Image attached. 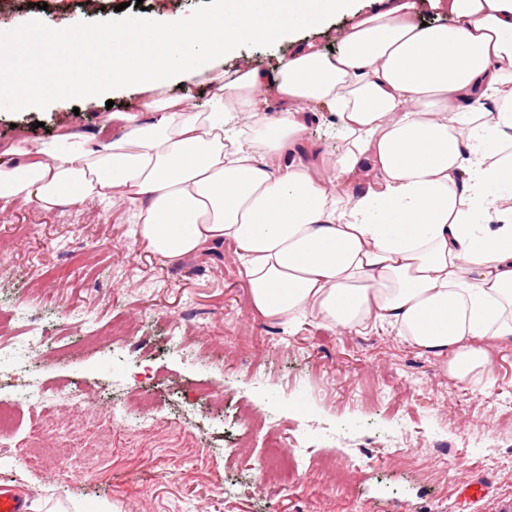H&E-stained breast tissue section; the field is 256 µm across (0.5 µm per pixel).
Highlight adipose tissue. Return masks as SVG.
<instances>
[{
	"label": "adipose tissue",
	"instance_id": "adipose-tissue-1",
	"mask_svg": "<svg viewBox=\"0 0 512 512\" xmlns=\"http://www.w3.org/2000/svg\"><path fill=\"white\" fill-rule=\"evenodd\" d=\"M352 2L222 0L215 13L53 40L36 22L0 32V106L131 84L142 95L115 113L121 135L66 132L0 151V199L44 211L125 205L162 260L234 242L264 318L390 327L454 379L488 381L493 344L512 338V0H381L336 53L309 44L275 76L247 63L225 74L207 111L163 93L242 44L323 26ZM425 4L447 23H415ZM270 99L282 110L267 122L259 106ZM318 104L344 140L321 170L286 157Z\"/></svg>",
	"mask_w": 512,
	"mask_h": 512
}]
</instances>
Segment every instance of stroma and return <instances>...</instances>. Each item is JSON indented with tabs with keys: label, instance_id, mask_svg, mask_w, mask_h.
Instances as JSON below:
<instances>
[{
	"label": "stroma",
	"instance_id": "35a3bbf8",
	"mask_svg": "<svg viewBox=\"0 0 512 512\" xmlns=\"http://www.w3.org/2000/svg\"><path fill=\"white\" fill-rule=\"evenodd\" d=\"M0 0V29L110 26L122 0ZM217 0H143L161 20L213 12ZM347 16L240 56L275 74L293 41L336 45ZM140 96L59 97L0 110V149L73 129L121 134L109 121ZM342 146L335 116L315 106L302 148L322 162ZM126 206L89 200L40 211L0 203V334L32 320L42 340L0 351V484L28 512H512V340L491 350L492 378H451L396 332H347L306 317L271 322L248 303L234 244L176 262L149 254ZM183 335L181 346L172 336ZM123 407L115 423L112 407ZM265 417L298 471L271 467ZM487 490L463 500V482Z\"/></svg>",
	"mask_w": 512,
	"mask_h": 512
}]
</instances>
